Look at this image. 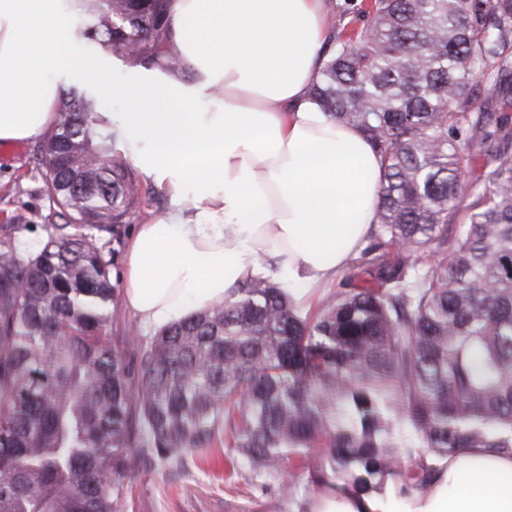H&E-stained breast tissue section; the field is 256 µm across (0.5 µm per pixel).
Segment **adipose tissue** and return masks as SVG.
Here are the masks:
<instances>
[{"label":"adipose tissue","instance_id":"ef3b65f1","mask_svg":"<svg viewBox=\"0 0 512 512\" xmlns=\"http://www.w3.org/2000/svg\"><path fill=\"white\" fill-rule=\"evenodd\" d=\"M328 0H170L181 65L125 66L68 51V0H0V142L56 118L63 86L83 81L126 103L111 116L133 164L168 207L131 237L124 302L162 326L272 277L306 304L364 247L382 164L356 128L311 99L328 40ZM313 512H512V457L468 448L411 501L321 489Z\"/></svg>","mask_w":512,"mask_h":512}]
</instances>
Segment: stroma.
I'll return each mask as SVG.
<instances>
[{
    "instance_id": "1",
    "label": "stroma",
    "mask_w": 512,
    "mask_h": 512,
    "mask_svg": "<svg viewBox=\"0 0 512 512\" xmlns=\"http://www.w3.org/2000/svg\"><path fill=\"white\" fill-rule=\"evenodd\" d=\"M39 138L0 142V225L15 227L18 245L33 249L45 238V225L59 223L53 202L43 191L42 168L34 159ZM138 209L121 229L115 248L125 252L138 225L162 213L168 200L151 179L141 177ZM230 448H214L191 458L181 471L144 466L128 479L124 512H293L280 479L256 478L248 469L230 475Z\"/></svg>"
}]
</instances>
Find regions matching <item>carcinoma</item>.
Returning <instances> with one entry per match:
<instances>
[{
    "mask_svg": "<svg viewBox=\"0 0 512 512\" xmlns=\"http://www.w3.org/2000/svg\"><path fill=\"white\" fill-rule=\"evenodd\" d=\"M80 36L175 70L168 0H76ZM312 98L382 161L367 245L314 312L277 283L112 341L110 247L140 202L94 100L37 157L63 224L0 237V512H123L142 465L220 444L256 474L410 498L466 448L512 456V0H367ZM432 256L424 266L416 257Z\"/></svg>",
    "mask_w": 512,
    "mask_h": 512,
    "instance_id": "carcinoma-1",
    "label": "carcinoma"
}]
</instances>
